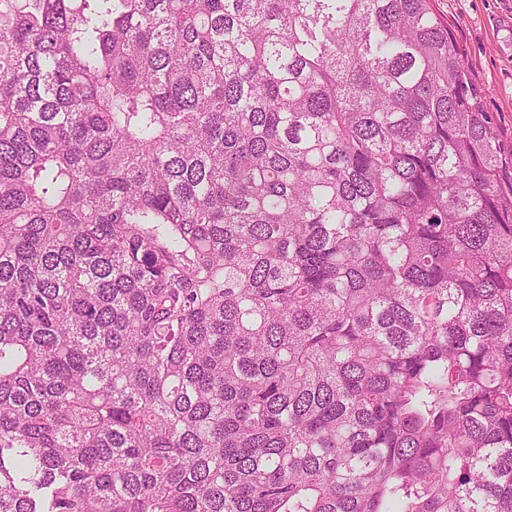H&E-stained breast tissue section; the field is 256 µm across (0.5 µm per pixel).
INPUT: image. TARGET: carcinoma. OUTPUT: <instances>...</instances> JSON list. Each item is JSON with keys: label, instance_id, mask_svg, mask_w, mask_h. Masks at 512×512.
<instances>
[{"label": "carcinoma", "instance_id": "1", "mask_svg": "<svg viewBox=\"0 0 512 512\" xmlns=\"http://www.w3.org/2000/svg\"><path fill=\"white\" fill-rule=\"evenodd\" d=\"M0 512H512V159L431 0H0Z\"/></svg>", "mask_w": 512, "mask_h": 512}]
</instances>
